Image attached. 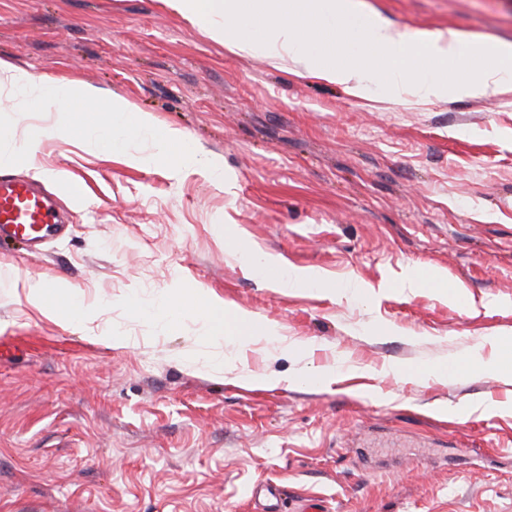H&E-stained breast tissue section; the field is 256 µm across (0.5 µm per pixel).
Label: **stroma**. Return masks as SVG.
I'll list each match as a JSON object with an SVG mask.
<instances>
[{
  "label": "stroma",
  "instance_id": "35a3bbf8",
  "mask_svg": "<svg viewBox=\"0 0 512 512\" xmlns=\"http://www.w3.org/2000/svg\"><path fill=\"white\" fill-rule=\"evenodd\" d=\"M365 4L408 36L512 40V0ZM0 62L123 97L195 154L175 170L66 134L9 166L68 232L0 245V512H251L267 483L278 512H512V87L425 100L373 58L355 97L162 0H0ZM244 248L323 281L269 279ZM60 280L120 344L67 297L27 304ZM43 288H45V291ZM51 288H54V286L50 282H45L42 285V288H40L39 286L27 288L26 298L29 304L41 311L44 310L47 313H54V302L50 301V298H53L55 296V293Z\"/></svg>",
  "mask_w": 512,
  "mask_h": 512
}]
</instances>
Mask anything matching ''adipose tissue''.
I'll return each instance as SVG.
<instances>
[{
    "label": "adipose tissue",
    "mask_w": 512,
    "mask_h": 512,
    "mask_svg": "<svg viewBox=\"0 0 512 512\" xmlns=\"http://www.w3.org/2000/svg\"><path fill=\"white\" fill-rule=\"evenodd\" d=\"M211 38L243 53L261 51L272 64L293 59L314 77L343 86L354 95L367 91L365 59H323L310 40L342 47L344 40H366L373 55L386 63L389 82L409 80L425 98L500 94L512 78V42L489 34L454 30L425 33L405 42L363 0H163ZM264 20L261 40H254L251 16Z\"/></svg>",
    "instance_id": "adipose-tissue-1"
}]
</instances>
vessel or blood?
<instances>
[{
  "label": "vessel or blood",
  "mask_w": 512,
  "mask_h": 512,
  "mask_svg": "<svg viewBox=\"0 0 512 512\" xmlns=\"http://www.w3.org/2000/svg\"><path fill=\"white\" fill-rule=\"evenodd\" d=\"M60 224L54 205L34 180L0 175V236L32 243L57 233Z\"/></svg>",
  "instance_id": "b4317fda"
}]
</instances>
